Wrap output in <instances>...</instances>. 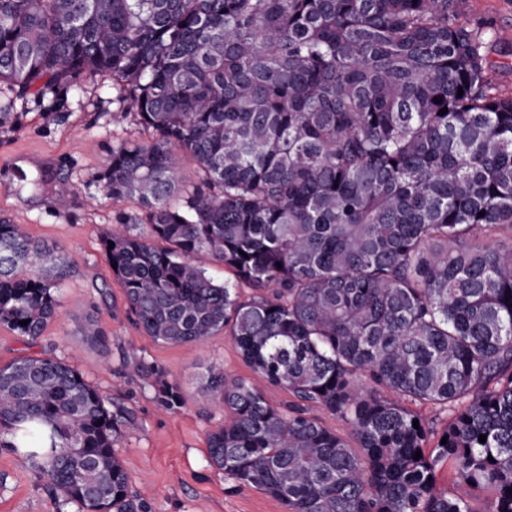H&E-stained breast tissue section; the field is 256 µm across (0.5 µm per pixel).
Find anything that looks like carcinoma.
<instances>
[{
    "mask_svg": "<svg viewBox=\"0 0 512 512\" xmlns=\"http://www.w3.org/2000/svg\"><path fill=\"white\" fill-rule=\"evenodd\" d=\"M458 7L0 0V82L110 76L151 132L98 177L148 227L119 216L108 263L147 336L225 332L292 395L278 408L216 367L203 388L224 406L210 465L286 512H474L475 495L512 512V247L478 238L512 235V95L491 92L488 31ZM46 256L0 220V324L31 340L60 307ZM120 419L65 360L0 366V447L79 512H151Z\"/></svg>",
    "mask_w": 512,
    "mask_h": 512,
    "instance_id": "carcinoma-1",
    "label": "carcinoma"
}]
</instances>
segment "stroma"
<instances>
[{
	"label": "stroma",
	"instance_id": "obj_1",
	"mask_svg": "<svg viewBox=\"0 0 512 512\" xmlns=\"http://www.w3.org/2000/svg\"><path fill=\"white\" fill-rule=\"evenodd\" d=\"M461 12L463 21L488 28L491 84L512 93V0H462ZM148 138L112 78L85 74L26 93L0 82V220L49 248L41 272L56 279L61 301L37 341L0 325V365L23 355L67 360L110 411L124 413L116 451L132 489L150 493L152 512H285L207 462V436L224 421L223 407L202 396L208 368L253 376L230 336L154 341L133 323L108 264L106 232L139 207L107 198L98 176L113 146ZM91 321L102 337L85 335ZM164 383L178 386L179 407L158 401ZM46 484L0 447V512H77L59 507Z\"/></svg>",
	"mask_w": 512,
	"mask_h": 512
}]
</instances>
